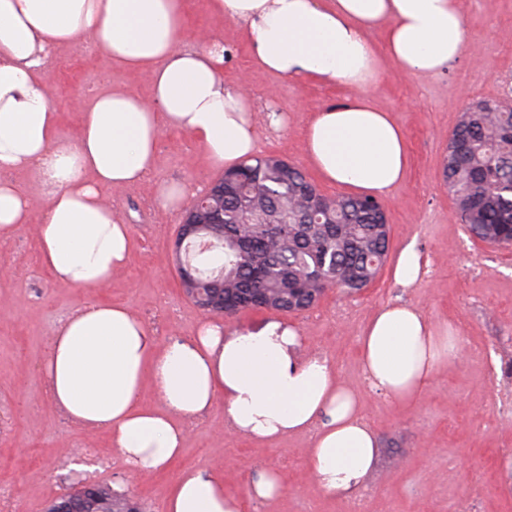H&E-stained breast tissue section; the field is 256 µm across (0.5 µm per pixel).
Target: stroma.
I'll list each match as a JSON object with an SVG mask.
<instances>
[{"instance_id":"stroma-1","label":"stroma","mask_w":512,"mask_h":512,"mask_svg":"<svg viewBox=\"0 0 512 512\" xmlns=\"http://www.w3.org/2000/svg\"><path fill=\"white\" fill-rule=\"evenodd\" d=\"M466 55L444 73L423 77L384 62L368 93L403 126L410 163L404 182L382 204L390 247L412 241L430 263L412 288L396 285L383 266L368 288L328 290L299 313L246 310L228 327L257 330L272 320L296 325L305 349L335 361L344 381L360 390L363 416L375 430L380 455L360 491L366 512H512V246L473 239L443 182L448 138L464 106L480 100L512 104V0H461ZM222 33L227 80H245L254 104L262 154L310 166L301 134L312 111L342 99L340 87L291 82L252 64L233 23ZM60 131L76 138L80 114L72 98H86L103 78L148 95L144 75L124 70L78 41L45 65ZM223 173L181 133L163 132L152 180L113 193V209L130 224L135 246L125 269L95 290L54 283L41 262L36 225H22L0 241V485L15 494L17 512H45L60 496L63 466L84 462L96 448L111 461L95 480L138 499L145 512H165L168 484L190 469L223 468L225 485L243 491L265 468H276L283 495L255 512H349L350 501L324 495L306 464L309 438L253 443L224 427L216 404L195 422L182 456L155 474L130 473L106 433L74 423L45 394L41 366L60 320L79 303L104 299L146 321L161 341H187L206 314L183 292L173 252L182 211L156 200L163 183L207 188ZM409 302L434 321L458 330L464 356L435 372L421 402L405 405L366 389L357 362L358 338L374 310Z\"/></svg>"}]
</instances>
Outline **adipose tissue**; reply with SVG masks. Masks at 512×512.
Listing matches in <instances>:
<instances>
[{
    "instance_id": "ef3b65f1",
    "label": "adipose tissue",
    "mask_w": 512,
    "mask_h": 512,
    "mask_svg": "<svg viewBox=\"0 0 512 512\" xmlns=\"http://www.w3.org/2000/svg\"><path fill=\"white\" fill-rule=\"evenodd\" d=\"M210 10L216 21L241 27L261 70L352 89L317 108L303 130L305 157L323 181L375 198L404 182V130L367 90L383 59L435 76L461 57L460 0H210ZM185 22L186 0H0V172L37 173L42 197L34 206L0 179V239L37 223L42 262L57 283L99 288L126 266L131 227L108 197L151 176L162 130L188 134L212 165L228 169L258 151L250 93L224 80L223 38L204 30L195 49H182ZM377 31L379 48L371 39ZM79 39L145 75L150 95L121 86L96 91L71 142L59 132L44 63ZM463 353L454 329L402 302L379 307L359 338L368 387L402 403H415L434 372ZM42 375L56 407L106 431L138 473L179 457L189 424L219 401L237 436L309 435L311 477L330 496L351 498L378 452L359 391L329 358L305 354L298 327L279 321L250 332L205 319L190 343L167 344L127 307L82 303L56 327ZM147 385L158 407L141 405ZM284 490L272 468L240 495L225 491L220 471L186 472L169 484L165 512H244Z\"/></svg>"
}]
</instances>
